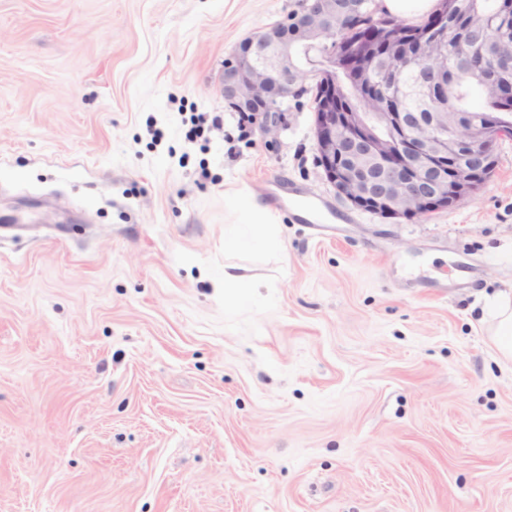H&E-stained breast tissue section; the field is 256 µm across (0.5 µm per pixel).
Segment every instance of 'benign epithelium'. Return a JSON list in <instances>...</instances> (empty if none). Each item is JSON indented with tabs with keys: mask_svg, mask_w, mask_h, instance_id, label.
<instances>
[{
	"mask_svg": "<svg viewBox=\"0 0 512 512\" xmlns=\"http://www.w3.org/2000/svg\"><path fill=\"white\" fill-rule=\"evenodd\" d=\"M293 35H288V28ZM350 31L349 15L336 16V0H302L301 7L281 26L249 36L245 55L225 60L224 101L243 110L274 111L273 94L288 99L298 84L296 72L307 69L321 95L314 114V138L325 179L357 209L387 218L418 217L446 209L463 192L479 193L478 170L497 165L503 132L496 126H456L448 102L434 112H357L356 98L348 95L350 110L340 109L344 90L336 85V69L322 64L320 50L337 53L345 63L358 64L360 73L383 47L384 56L407 57V47L392 38L364 37L336 48V28ZM315 52L303 65L288 52V43ZM494 65L491 54L472 55L468 74L482 77ZM464 139L470 167L448 165V144Z\"/></svg>",
	"mask_w": 512,
	"mask_h": 512,
	"instance_id": "7a95c632",
	"label": "benign epithelium"
}]
</instances>
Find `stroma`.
I'll return each mask as SVG.
<instances>
[{
    "mask_svg": "<svg viewBox=\"0 0 512 512\" xmlns=\"http://www.w3.org/2000/svg\"><path fill=\"white\" fill-rule=\"evenodd\" d=\"M295 0H0V512H512V140L414 220L317 162L311 97L238 129L224 61ZM210 117L202 135L192 116ZM300 187L334 233L224 227ZM253 288L225 300L224 265ZM247 216L250 221L247 234L241 235L235 231L224 230L225 240H232L235 244L246 250L280 248L279 229L277 224H268L267 209L251 200L248 203ZM483 323L504 361H512V289L484 296Z\"/></svg>",
    "mask_w": 512,
    "mask_h": 512,
    "instance_id": "stroma-1",
    "label": "stroma"
}]
</instances>
